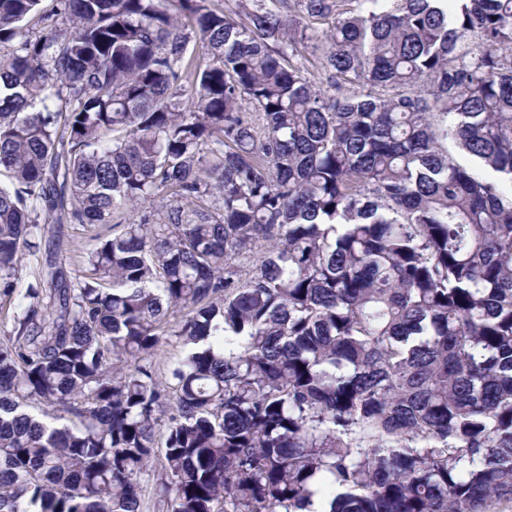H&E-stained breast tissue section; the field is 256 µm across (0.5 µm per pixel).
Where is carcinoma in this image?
<instances>
[{
    "mask_svg": "<svg viewBox=\"0 0 512 512\" xmlns=\"http://www.w3.org/2000/svg\"><path fill=\"white\" fill-rule=\"evenodd\" d=\"M43 2L0 0V512H141L159 457L168 512H509L512 0ZM50 223L109 234L19 291Z\"/></svg>",
    "mask_w": 512,
    "mask_h": 512,
    "instance_id": "1",
    "label": "carcinoma"
}]
</instances>
